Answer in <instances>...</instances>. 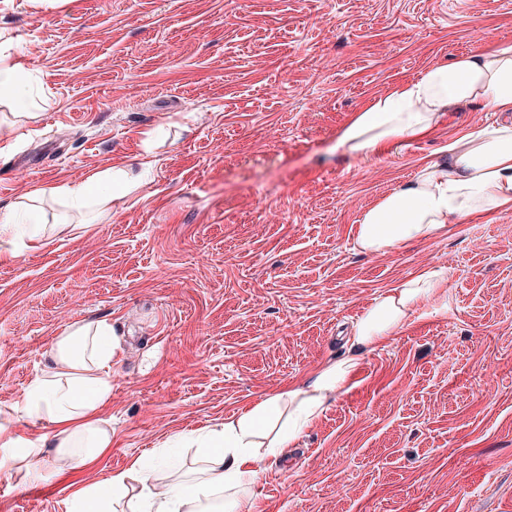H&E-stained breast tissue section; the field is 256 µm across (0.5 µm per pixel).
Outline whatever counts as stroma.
<instances>
[{"mask_svg":"<svg viewBox=\"0 0 512 512\" xmlns=\"http://www.w3.org/2000/svg\"><path fill=\"white\" fill-rule=\"evenodd\" d=\"M512 44V0H0V55L38 105L0 99V213L51 246H0V409L64 327L115 333L112 447L19 484L0 512H66L74 485L151 463L201 470L194 439L351 354L374 300L437 271L441 291L359 356L347 386L253 486V512H512V211L381 255L357 221L493 122L490 100L351 160L353 116L394 85ZM145 170L105 214L26 195Z\"/></svg>","mask_w":512,"mask_h":512,"instance_id":"35a3bbf8","label":"stroma"}]
</instances>
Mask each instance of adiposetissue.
<instances>
[{"instance_id": "obj_1", "label": "adipose tissue", "mask_w": 512, "mask_h": 512, "mask_svg": "<svg viewBox=\"0 0 512 512\" xmlns=\"http://www.w3.org/2000/svg\"><path fill=\"white\" fill-rule=\"evenodd\" d=\"M481 98L496 111L512 112V45H500L427 69L374 98L339 135L336 147L352 159L380 152L400 138L429 134L443 113ZM443 163L421 167L414 180L394 188L364 211L355 243L360 251L384 254L404 243L430 237L447 225L478 213L512 209V121L470 132L449 142ZM133 180L122 170L99 171L75 186L49 188L73 205L96 201L109 207L125 197ZM425 272L376 299L357 322L354 356L323 366L315 378L289 395L303 407L279 429L281 395H271L225 422L200 442L206 467L193 478L157 491L142 461L101 483L74 491L66 512H112L115 499L128 498L131 512H252L251 487L264 461L276 458L340 392L357 364L356 355L390 337L407 320L412 306L440 288ZM113 330L108 320L75 323L56 336L47 364L25 391L13 414L48 423L47 434L20 437L12 416L0 418V448L17 466L21 482L84 471L112 446V429L102 415L112 397ZM139 490H132L131 482Z\"/></svg>"}]
</instances>
